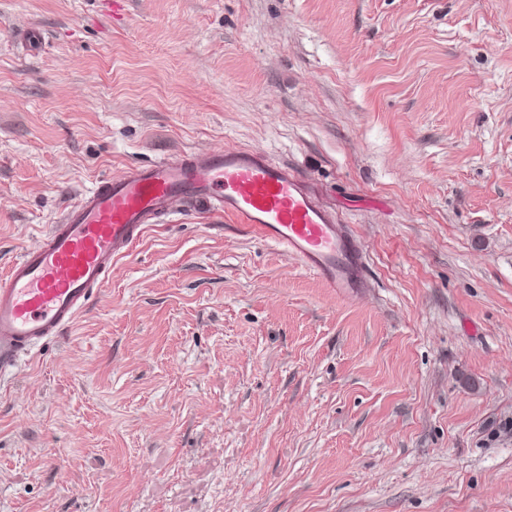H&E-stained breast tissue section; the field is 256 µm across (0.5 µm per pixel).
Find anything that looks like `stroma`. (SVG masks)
<instances>
[{"instance_id":"obj_1","label":"stroma","mask_w":512,"mask_h":512,"mask_svg":"<svg viewBox=\"0 0 512 512\" xmlns=\"http://www.w3.org/2000/svg\"><path fill=\"white\" fill-rule=\"evenodd\" d=\"M227 147L316 187L366 293L159 219L0 381V512H512V0H0V276Z\"/></svg>"}]
</instances>
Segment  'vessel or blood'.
Masks as SVG:
<instances>
[{
  "label": "vessel or blood",
  "instance_id": "1",
  "mask_svg": "<svg viewBox=\"0 0 512 512\" xmlns=\"http://www.w3.org/2000/svg\"><path fill=\"white\" fill-rule=\"evenodd\" d=\"M194 199L283 248L337 297L368 288L347 225L288 165L244 147L179 153L99 179L0 277V377L75 321L148 224Z\"/></svg>",
  "mask_w": 512,
  "mask_h": 512
}]
</instances>
